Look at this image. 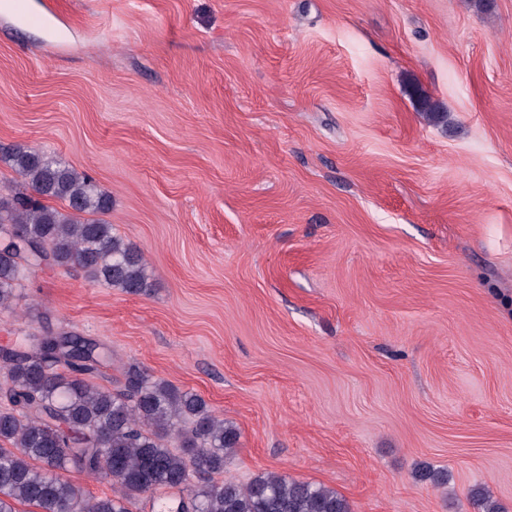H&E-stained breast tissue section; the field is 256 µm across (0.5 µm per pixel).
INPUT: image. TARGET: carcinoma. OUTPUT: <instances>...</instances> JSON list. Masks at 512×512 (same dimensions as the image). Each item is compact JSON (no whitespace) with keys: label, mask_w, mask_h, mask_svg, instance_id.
<instances>
[{"label":"carcinoma","mask_w":512,"mask_h":512,"mask_svg":"<svg viewBox=\"0 0 512 512\" xmlns=\"http://www.w3.org/2000/svg\"><path fill=\"white\" fill-rule=\"evenodd\" d=\"M0 159L20 178L0 193V237L24 239L0 250L1 312L13 311L16 288L42 256L127 294L149 290L141 251L104 219L107 190L28 146ZM110 359L101 343L66 331L26 338L0 360V512H129L138 496L161 488L188 491L167 512H351L322 484L272 473L245 486L220 478L238 430L197 394L137 366L124 371L122 390L97 386L92 378ZM70 465L111 478L113 495L83 496L60 475ZM195 475L204 476L197 485Z\"/></svg>","instance_id":"carcinoma-1"}]
</instances>
